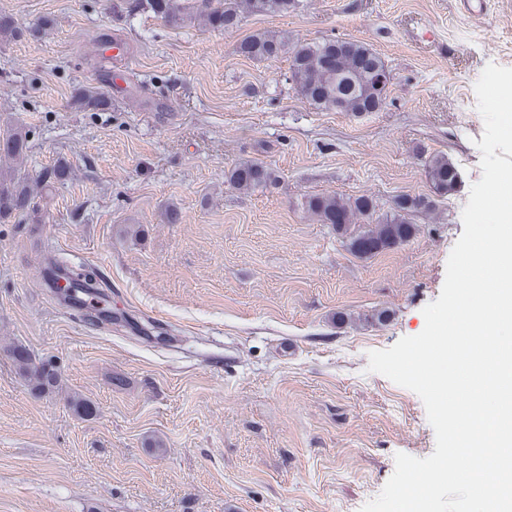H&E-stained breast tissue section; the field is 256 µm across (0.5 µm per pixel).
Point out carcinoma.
<instances>
[{
	"label": "carcinoma",
	"instance_id": "carcinoma-1",
	"mask_svg": "<svg viewBox=\"0 0 512 512\" xmlns=\"http://www.w3.org/2000/svg\"><path fill=\"white\" fill-rule=\"evenodd\" d=\"M296 6V0H131L127 15L133 18L150 13L176 27L190 19L210 28L231 29L246 14H286ZM285 51L289 52L291 78L312 105L334 111L340 103L343 111L360 116L379 111L385 103L392 72L384 59L362 42L328 39L299 43L288 50L283 37L264 32L238 45L242 56L255 60L275 59ZM75 105L83 110H105L112 107V100L102 89L84 86L77 93ZM27 147L26 133L15 129L0 139V156L16 159ZM424 173L434 196L399 195L390 211L374 224H358L375 213V201L369 196L315 194L305 197L303 207L318 222L331 225L352 252L370 256L413 237L416 225L412 217L434 209L436 198L449 194L458 182L456 166L443 153L426 159ZM273 181L272 171L258 162H243L227 175L231 186L247 193ZM33 200L34 185L25 173L12 169L0 175V219L27 213ZM55 269L66 272L76 289L107 296L108 284L99 277L63 265ZM10 354L17 370L34 388L45 392L58 388V377L51 366L35 363L21 347L10 349Z\"/></svg>",
	"mask_w": 512,
	"mask_h": 512
}]
</instances>
